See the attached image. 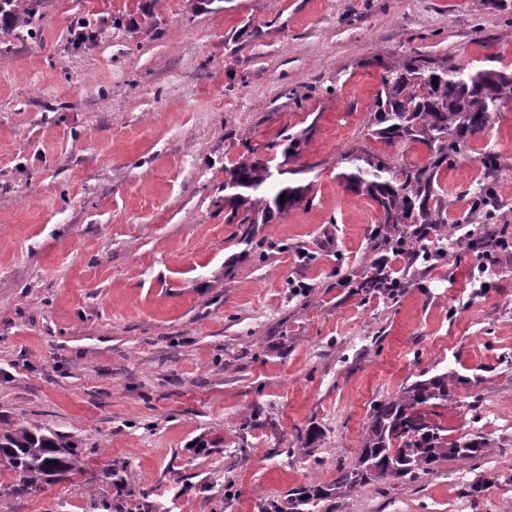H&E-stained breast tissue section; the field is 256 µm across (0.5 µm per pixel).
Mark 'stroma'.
Returning a JSON list of instances; mask_svg holds the SVG:
<instances>
[{"instance_id": "obj_1", "label": "stroma", "mask_w": 512, "mask_h": 512, "mask_svg": "<svg viewBox=\"0 0 512 512\" xmlns=\"http://www.w3.org/2000/svg\"><path fill=\"white\" fill-rule=\"evenodd\" d=\"M417 55L512 71V0H45L35 35L0 32V430L81 460L25 493L0 469V512H260L314 485L315 512H512V100L439 172L447 256L395 299L359 288L407 261L341 157L427 163L373 124ZM298 132L302 201L228 223L227 170ZM482 185L476 249L453 226ZM449 369L470 385L441 422L483 456L337 492L373 405Z\"/></svg>"}]
</instances>
